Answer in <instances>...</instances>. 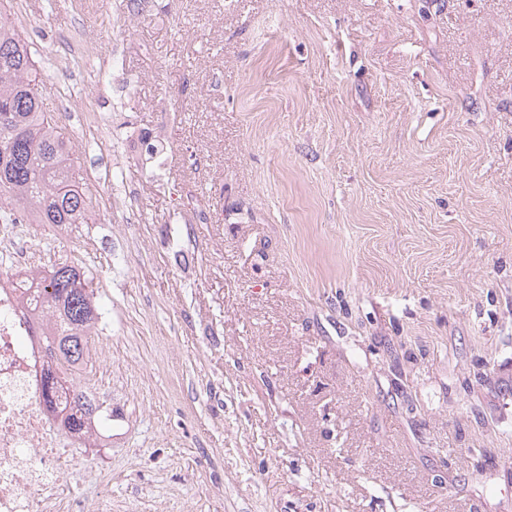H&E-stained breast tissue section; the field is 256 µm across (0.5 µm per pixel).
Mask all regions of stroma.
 I'll return each mask as SVG.
<instances>
[{
	"label": "stroma",
	"instance_id": "35a3bbf8",
	"mask_svg": "<svg viewBox=\"0 0 512 512\" xmlns=\"http://www.w3.org/2000/svg\"><path fill=\"white\" fill-rule=\"evenodd\" d=\"M96 221L94 512H512V0H12ZM81 46L59 84L63 40ZM161 141L148 154L145 143Z\"/></svg>",
	"mask_w": 512,
	"mask_h": 512
}]
</instances>
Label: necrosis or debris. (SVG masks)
I'll use <instances>...</instances> for the list:
<instances>
[{"label": "necrosis or debris", "instance_id": "1", "mask_svg": "<svg viewBox=\"0 0 512 512\" xmlns=\"http://www.w3.org/2000/svg\"><path fill=\"white\" fill-rule=\"evenodd\" d=\"M27 234L21 222L0 225V512H80L57 494L70 435L39 396L41 353L12 277L26 261Z\"/></svg>", "mask_w": 512, "mask_h": 512}]
</instances>
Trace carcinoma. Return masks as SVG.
Wrapping results in <instances>:
<instances>
[{
    "mask_svg": "<svg viewBox=\"0 0 512 512\" xmlns=\"http://www.w3.org/2000/svg\"><path fill=\"white\" fill-rule=\"evenodd\" d=\"M5 4L0 0V207L28 216L32 224H93L92 197L76 178L73 147L44 107L30 43L1 17ZM29 277L39 288L31 310L46 318L35 331L47 363L40 396L51 408L57 389L71 384L72 399L59 411H69L64 419L69 432L88 439L100 421L112 419V412L102 413L64 368L89 362L88 340L102 319L92 278L74 262L48 272L33 269Z\"/></svg>",
    "mask_w": 512,
    "mask_h": 512,
    "instance_id": "carcinoma-1",
    "label": "carcinoma"
}]
</instances>
